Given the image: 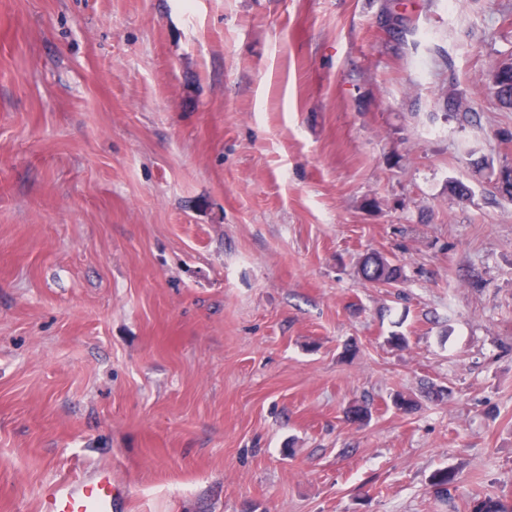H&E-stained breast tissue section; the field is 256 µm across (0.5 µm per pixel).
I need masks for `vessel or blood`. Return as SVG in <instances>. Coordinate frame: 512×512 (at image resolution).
Wrapping results in <instances>:
<instances>
[{
  "label": "vessel or blood",
  "mask_w": 512,
  "mask_h": 512,
  "mask_svg": "<svg viewBox=\"0 0 512 512\" xmlns=\"http://www.w3.org/2000/svg\"><path fill=\"white\" fill-rule=\"evenodd\" d=\"M124 498L111 472L101 470L47 484L40 495V512H117Z\"/></svg>",
  "instance_id": "obj_1"
}]
</instances>
